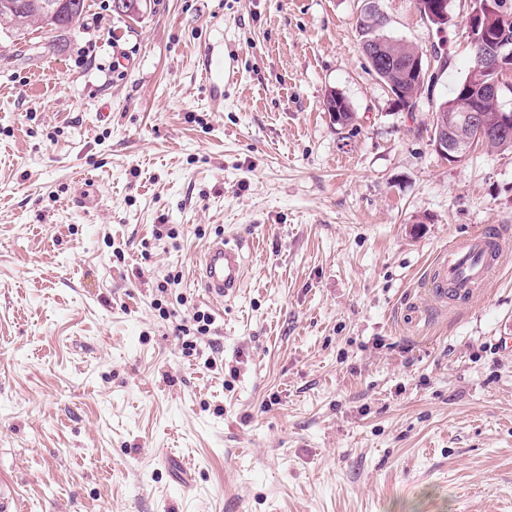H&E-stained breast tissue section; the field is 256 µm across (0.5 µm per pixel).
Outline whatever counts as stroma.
Returning a JSON list of instances; mask_svg holds the SVG:
<instances>
[{
  "label": "stroma",
  "instance_id": "stroma-1",
  "mask_svg": "<svg viewBox=\"0 0 512 512\" xmlns=\"http://www.w3.org/2000/svg\"><path fill=\"white\" fill-rule=\"evenodd\" d=\"M89 4L80 32L0 41L21 512H512V258L469 304L425 285L449 239L512 225V149L453 165L423 130L473 64L470 0L413 115L361 48L363 0ZM376 4L388 35L440 37L415 0ZM221 235L249 272L219 303L197 259ZM199 310L217 347L188 356ZM326 107L333 119L334 114H338L337 125L347 126L355 120V112H352L350 105L340 93L330 92L327 95Z\"/></svg>",
  "mask_w": 512,
  "mask_h": 512
}]
</instances>
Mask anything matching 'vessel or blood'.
<instances>
[{
	"instance_id": "b4317fda",
	"label": "vessel or blood",
	"mask_w": 512,
	"mask_h": 512,
	"mask_svg": "<svg viewBox=\"0 0 512 512\" xmlns=\"http://www.w3.org/2000/svg\"><path fill=\"white\" fill-rule=\"evenodd\" d=\"M512 250V237L488 227L464 240H454L448 253L429 272L430 292L439 301L462 302L479 298L485 285L499 272L504 255ZM247 276L242 241L217 239L197 262V277L208 298L221 301L235 295Z\"/></svg>"
}]
</instances>
